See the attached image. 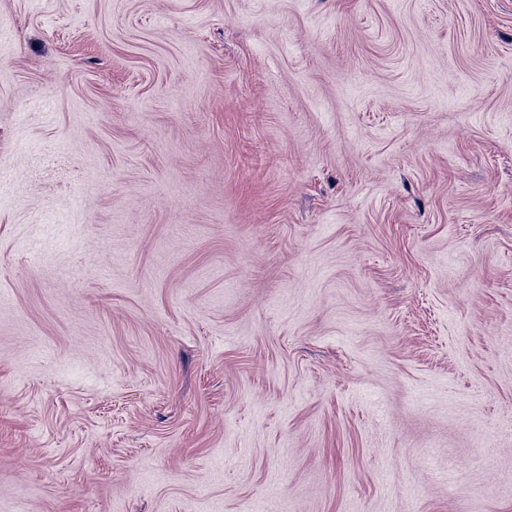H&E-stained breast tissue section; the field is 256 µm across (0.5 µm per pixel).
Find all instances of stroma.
<instances>
[{"mask_svg": "<svg viewBox=\"0 0 512 512\" xmlns=\"http://www.w3.org/2000/svg\"><path fill=\"white\" fill-rule=\"evenodd\" d=\"M0 512H512V0H0Z\"/></svg>", "mask_w": 512, "mask_h": 512, "instance_id": "1", "label": "stroma"}]
</instances>
